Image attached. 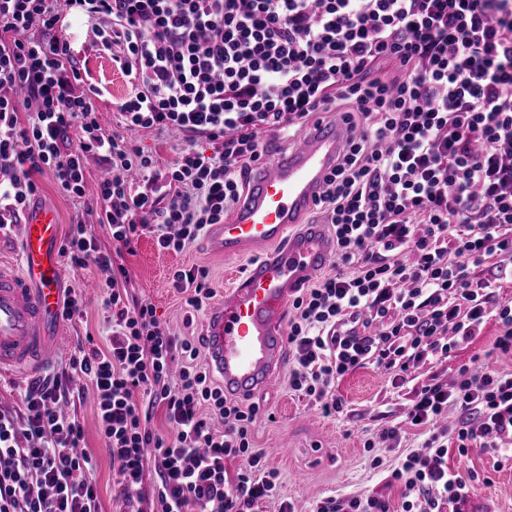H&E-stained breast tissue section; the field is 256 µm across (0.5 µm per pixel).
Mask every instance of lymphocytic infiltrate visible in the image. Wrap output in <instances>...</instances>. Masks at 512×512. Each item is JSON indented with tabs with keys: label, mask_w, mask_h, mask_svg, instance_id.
<instances>
[{
	"label": "lymphocytic infiltrate",
	"mask_w": 512,
	"mask_h": 512,
	"mask_svg": "<svg viewBox=\"0 0 512 512\" xmlns=\"http://www.w3.org/2000/svg\"><path fill=\"white\" fill-rule=\"evenodd\" d=\"M67 20L118 48L133 86L118 106L127 130L185 137L165 171L102 132L94 89L57 33ZM327 111L355 131L317 204L336 272L291 303L288 386L339 413L338 381L369 365L391 372L411 394L406 424L426 434L389 474L403 512H461L477 476L450 469L448 452L512 463V371L464 365L449 384L414 372L471 343L496 296L484 266L512 265V0H0V225L16 223L47 171L85 198L96 156L113 171L96 192L113 244L149 232L158 250L182 252L223 223L264 137ZM61 252L107 275L106 346L70 366L94 386L121 494L156 512H254L279 499L280 476L254 443L259 404L226 397L195 340L129 301L91 225L74 221ZM69 400L46 377L24 392L27 420L0 409V512H100ZM452 408L456 423L440 425Z\"/></svg>",
	"instance_id": "lymphocytic-infiltrate-1"
}]
</instances>
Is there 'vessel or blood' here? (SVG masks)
<instances>
[{
  "label": "vessel or blood",
  "instance_id": "1",
  "mask_svg": "<svg viewBox=\"0 0 512 512\" xmlns=\"http://www.w3.org/2000/svg\"><path fill=\"white\" fill-rule=\"evenodd\" d=\"M353 135L343 118L313 120L305 135L257 165L249 186L207 243L225 256L255 247L266 255L234 275L206 309L209 366L229 397L273 392L286 365L289 305L295 292L336 258L324 225L301 218ZM52 209L30 211L21 224L20 265L0 262V373L33 372L62 338L57 312L63 268Z\"/></svg>",
  "mask_w": 512,
  "mask_h": 512
}]
</instances>
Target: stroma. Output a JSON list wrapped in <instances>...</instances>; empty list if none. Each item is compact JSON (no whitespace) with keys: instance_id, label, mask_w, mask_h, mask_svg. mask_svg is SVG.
<instances>
[{"instance_id":"obj_1","label":"stroma","mask_w":512,"mask_h":512,"mask_svg":"<svg viewBox=\"0 0 512 512\" xmlns=\"http://www.w3.org/2000/svg\"><path fill=\"white\" fill-rule=\"evenodd\" d=\"M63 35L74 42L75 56L86 73V81L99 95L96 99L98 121L107 135L125 136L119 122L118 102L127 95L130 84L112 59V53L97 44L81 25L63 28ZM39 191L33 203L54 209L61 230L79 218L93 224L105 250L113 248L112 238L103 227L97 226L95 216L89 215L87 200L66 195L51 173L36 175ZM251 254L227 258L196 240L182 252L159 251L149 235H141L131 249L115 253L114 261L124 267L128 296L133 300L152 303L161 321L171 332L180 336H201L203 312L187 305L188 291L174 287L171 273L175 269L198 266L209 272V281L216 295H223L231 283V273L244 270ZM63 288L81 294L86 307L81 316L61 321L60 330L66 341L36 373L0 377V408L18 416L27 413L23 394L34 378L65 375L76 399L70 406L84 428V449L95 461L92 477L101 504V512H129L130 506L119 491L117 475L105 442L95 422L97 400L88 378L72 373L71 356L79 348L94 345L104 347L103 320L106 309L103 290L106 275L96 265L77 267L63 261ZM499 333L496 314H488L482 329L472 343L449 353L440 362L421 365V381L437 378L452 382L458 368L477 353L491 350ZM392 377L384 370L366 366L347 374L337 382L335 393L345 402V410L328 414L281 385L278 392L262 398L261 406L273 412L274 420H261L254 428L257 448L263 450L269 468L280 474L282 481L279 500L262 503L259 512H279L280 500L293 503L296 512H311L316 501L336 496L344 498L374 490L390 502L392 512H399L401 495L397 487L388 485L387 476L402 453L417 449L422 442L418 429L404 425L403 416L409 404L406 391L391 384ZM400 426L402 442L390 448L377 444L366 450L365 443L386 426ZM380 458V467H373L372 458ZM448 465L462 472L478 475L474 489L464 506L465 512H512V464H503L488 454L472 453L461 457L449 455Z\"/></svg>"}]
</instances>
